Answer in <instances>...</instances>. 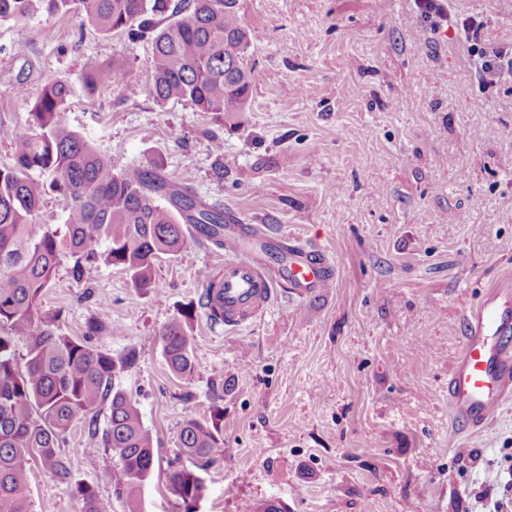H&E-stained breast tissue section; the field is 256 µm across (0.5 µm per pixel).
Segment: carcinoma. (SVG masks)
<instances>
[{"mask_svg":"<svg viewBox=\"0 0 512 512\" xmlns=\"http://www.w3.org/2000/svg\"><path fill=\"white\" fill-rule=\"evenodd\" d=\"M236 0H0V21L26 19L38 12L67 13L78 7L105 34L131 41L151 40L150 93L156 102H183L201 112H242L250 103L248 35L235 10ZM120 60L87 67L89 94L124 78ZM71 88L54 79L45 84L27 124L15 132L13 164L0 167V512H30L31 463L39 458L63 488L77 497L81 512H106L96 490L73 480L62 448L80 419L90 436L118 458L110 475L126 512H143L139 487L150 476L153 440L119 378L135 364L130 350L114 356L94 350L63 333L55 319L42 316L41 298L55 276L60 255L74 258L79 279L99 257L121 267L133 287L155 286L161 258L176 256L185 244L183 225L224 246V225L233 219L184 186L170 181L156 162L112 171L111 163L72 131L64 120ZM37 170L44 180L30 176ZM54 193L67 213L66 231L43 226L35 217L44 195ZM224 320V292L209 284L182 318L159 332L162 355L177 376L195 369L187 328L195 309ZM27 345L25 367L15 345ZM109 412L100 431L96 420ZM178 442L191 466L171 468L169 489L184 512H197L205 485L200 472L223 442L214 421L188 419Z\"/></svg>","mask_w":512,"mask_h":512,"instance_id":"cac0c4a2","label":"carcinoma"}]
</instances>
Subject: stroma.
Instances as JSON below:
<instances>
[{
  "label": "stroma",
  "mask_w": 512,
  "mask_h": 512,
  "mask_svg": "<svg viewBox=\"0 0 512 512\" xmlns=\"http://www.w3.org/2000/svg\"><path fill=\"white\" fill-rule=\"evenodd\" d=\"M250 39L251 104L218 115L150 96L151 44L103 35L83 14L0 23V166L44 85H70L68 127L114 170L160 163L203 202L324 248L336 286L300 307L287 296L230 329L194 312V372L178 377L162 327L219 275L224 251L197 232L155 267L154 288L97 260L74 278L61 254L42 298L69 336L109 354L133 349L121 385L157 462L144 512H181L168 489L178 434L224 419L202 471L198 512H512V402L470 434L448 416V373L465 312L512 278V82L487 84L478 54L512 44V0H446L478 15L472 40L425 18L415 0H236ZM122 60L123 82L88 96V64ZM104 330L87 336L99 306ZM64 451L107 512H125L106 474L111 451L84 422ZM31 512H80L33 461Z\"/></svg>",
  "instance_id": "35a3bbf8"
}]
</instances>
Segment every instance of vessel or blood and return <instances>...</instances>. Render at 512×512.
<instances>
[{
	"mask_svg": "<svg viewBox=\"0 0 512 512\" xmlns=\"http://www.w3.org/2000/svg\"><path fill=\"white\" fill-rule=\"evenodd\" d=\"M224 324L261 318L279 291L305 304L336 283L324 249L292 234L271 237L254 224L224 227ZM512 400V281L494 284L464 316L463 346L448 375V409L457 428L486 432Z\"/></svg>",
	"mask_w": 512,
	"mask_h": 512,
	"instance_id": "obj_1",
	"label": "vessel or blood"
}]
</instances>
